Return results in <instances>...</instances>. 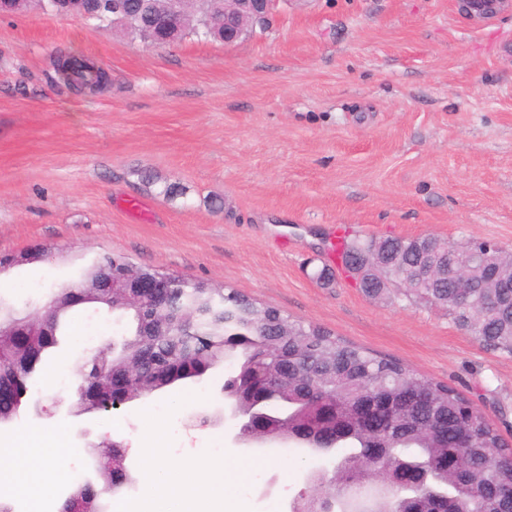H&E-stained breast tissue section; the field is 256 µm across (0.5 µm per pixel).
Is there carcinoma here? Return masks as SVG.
<instances>
[{
	"instance_id": "1",
	"label": "carcinoma",
	"mask_w": 512,
	"mask_h": 512,
	"mask_svg": "<svg viewBox=\"0 0 512 512\" xmlns=\"http://www.w3.org/2000/svg\"><path fill=\"white\" fill-rule=\"evenodd\" d=\"M56 0H26L20 4L24 11H37L47 15H60L55 8ZM128 10L120 20L123 35L149 44L165 35L161 19L166 9L163 0H123ZM97 0H68L67 14L75 15L96 29L112 31V9L95 8ZM209 3L190 0L185 4L186 25L178 40L197 39L224 41V15L208 14ZM54 82L63 83L76 90H94L106 80L105 71L93 62L76 63L66 55L54 61ZM413 242L404 243V251L393 266L396 278L408 276L413 271L415 252ZM456 264L469 271L473 280H486L482 269L471 254L470 244H448ZM124 258L102 253L83 264L74 279L49 288L47 301L41 305L26 301L20 307L7 304L0 298V383L17 377L30 382L41 374L42 369L29 371L25 358L11 341L9 333L24 327L37 317L49 315L47 324L54 333L53 347L60 345L63 337L70 335L71 326L65 320L70 307L64 298L78 288L87 294V304L117 313L127 320L129 329L118 343L91 355L100 367L109 372L121 367L131 358L150 351L159 368L141 382V396H149L177 384L166 373L168 362L178 356H190L200 365L199 381L211 370L231 361L235 370L248 365L252 352L274 347L288 355V386L277 389L274 403L275 415H288L293 419L305 413L300 404V392L304 381L300 365L317 368L316 383L325 394L333 396L347 409H354L365 394L379 390L397 394L405 389L425 393L435 408L445 414L462 418L472 443L459 448L445 443L431 429L432 415L421 412L415 416L400 413L395 416L392 430L384 440L386 456L382 464L424 468L429 472L427 484L410 493L394 484L385 489L375 488V493L365 494L363 512H433L430 506L446 501L449 512H512V445L508 444L477 410L464 411L467 400L454 388L435 383L430 378L410 369L394 359L377 356L361 347L341 342L324 328L290 321L291 330L278 332V311L271 307L246 304V297L237 292H224L222 288H208L202 283L179 280L174 291L172 311L183 315L194 313V325L185 330L169 326L162 332L148 334L143 330L148 306L112 305V295L103 288L95 287L98 271L113 261ZM498 280L511 284L509 288H496L494 284L480 289V300L467 309L460 310L454 304L457 289L450 281L432 289L434 304L448 307L449 315L464 329L479 326L483 335L476 337L486 349L512 356V255L504 251L496 254ZM365 436L357 431L349 432L346 439L329 454L336 456L334 475L330 478L320 470L310 472L308 479L322 480L327 484H346L363 481L371 485L374 465L367 462L361 449L366 447ZM462 453L466 457L459 469L443 471L436 462L442 455ZM109 457L97 462L98 476L103 480L101 488L86 481L71 488L62 509L77 505L97 503L111 493L108 484Z\"/></svg>"
}]
</instances>
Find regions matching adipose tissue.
<instances>
[{
    "label": "adipose tissue",
    "mask_w": 512,
    "mask_h": 512,
    "mask_svg": "<svg viewBox=\"0 0 512 512\" xmlns=\"http://www.w3.org/2000/svg\"><path fill=\"white\" fill-rule=\"evenodd\" d=\"M140 425L146 446L141 451L143 497L138 512H224L244 479L274 464L265 455L239 454H197L171 461L164 448V415L143 412ZM66 444L61 429L17 434L0 447V481L23 494L39 492L61 478Z\"/></svg>",
    "instance_id": "obj_1"
}]
</instances>
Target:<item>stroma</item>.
<instances>
[{"mask_svg": "<svg viewBox=\"0 0 512 512\" xmlns=\"http://www.w3.org/2000/svg\"><path fill=\"white\" fill-rule=\"evenodd\" d=\"M65 50L109 74L99 94L53 83ZM183 195L163 196L165 185ZM434 235L512 251V12L461 16L454 0H278L270 28L232 45L148 47L76 16L0 17V255L51 249L8 270L41 299L72 278L71 256L236 291L457 390L512 444V357L447 309L397 289L365 295L336 265V241ZM59 349L78 378L112 341ZM228 367L110 412L74 415L69 389L38 381L45 412L0 427L78 429L129 443L141 410L183 399L179 419L222 405ZM273 497L289 507L312 464L294 444Z\"/></svg>", "mask_w": 512, "mask_h": 512, "instance_id": "obj_1", "label": "stroma"}]
</instances>
